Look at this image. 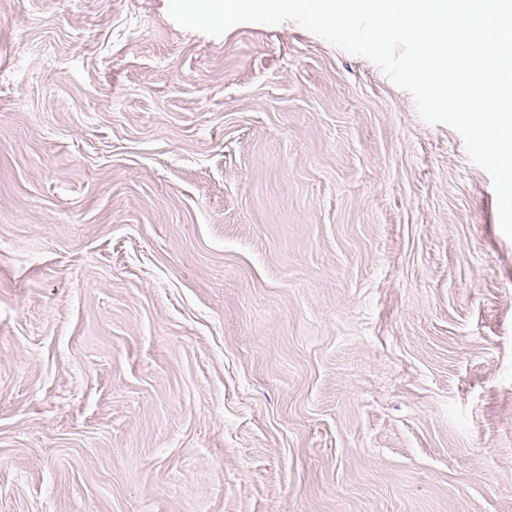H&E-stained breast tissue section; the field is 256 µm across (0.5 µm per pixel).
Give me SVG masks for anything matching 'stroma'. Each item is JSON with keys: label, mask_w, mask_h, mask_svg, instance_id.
I'll return each instance as SVG.
<instances>
[{"label": "stroma", "mask_w": 512, "mask_h": 512, "mask_svg": "<svg viewBox=\"0 0 512 512\" xmlns=\"http://www.w3.org/2000/svg\"><path fill=\"white\" fill-rule=\"evenodd\" d=\"M0 0V512H512V239L462 137L287 21Z\"/></svg>", "instance_id": "1"}]
</instances>
